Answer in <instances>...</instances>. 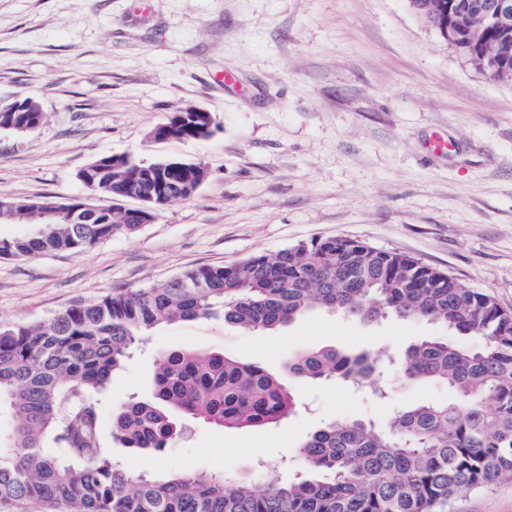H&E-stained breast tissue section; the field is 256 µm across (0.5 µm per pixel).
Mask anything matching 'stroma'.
<instances>
[{"instance_id":"obj_1","label":"stroma","mask_w":512,"mask_h":512,"mask_svg":"<svg viewBox=\"0 0 512 512\" xmlns=\"http://www.w3.org/2000/svg\"><path fill=\"white\" fill-rule=\"evenodd\" d=\"M228 71L236 84H225ZM19 94L44 121L0 129V200L86 195L79 172L111 154L194 162L207 177L132 235L0 259V326L335 236L411 254L512 311V82L475 70L409 0H0V100ZM191 106L211 113L210 138L149 139ZM438 137L445 152L432 147ZM438 332L326 311L276 331L219 319L157 326L100 396L102 446L149 475L194 470L234 482L264 467L291 476L310 431L381 419L393 403L447 390L403 388L387 402L364 387L298 381L303 406L282 423L224 430L192 420L157 456H129L109 413L148 398L159 355L173 349L280 373L301 351L402 348ZM452 510L512 512V476Z\"/></svg>"}]
</instances>
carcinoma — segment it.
I'll return each mask as SVG.
<instances>
[{"mask_svg":"<svg viewBox=\"0 0 512 512\" xmlns=\"http://www.w3.org/2000/svg\"><path fill=\"white\" fill-rule=\"evenodd\" d=\"M455 0L456 34L431 13L433 0H410L415 12L459 55L495 81H512V41L504 58H484L470 36V5ZM44 113L27 96L0 103V125H39ZM158 140L208 138L181 113L151 130ZM157 163L112 159L79 177L94 193L125 198L161 178ZM199 164L171 175L180 198L206 179ZM98 224L46 223L38 205L0 212L13 224H37L33 237H0V258L86 250L140 225L106 209ZM318 310L372 323L387 317L440 326L446 336L411 344L399 359L381 351L335 347L288 358L278 376L256 362L191 348L161 355L152 397L112 411V438L136 452H162L182 434L180 418L223 429L278 424L296 400L288 379H337L385 398L384 360L399 362L412 385L448 389V399L401 404L390 418L332 421L305 435L300 474L230 483L219 474L183 471L167 478L138 473L100 442V402L114 373L161 324L220 317L246 331H273ZM0 501H37L56 512H447L461 494L512 475V312L417 257L344 237L314 238L276 253L184 271L160 285L78 303L47 321L0 328Z\"/></svg>","mask_w":512,"mask_h":512,"instance_id":"1","label":"carcinoma"}]
</instances>
